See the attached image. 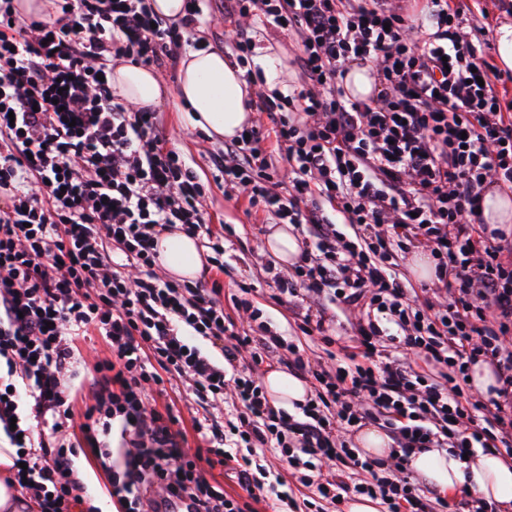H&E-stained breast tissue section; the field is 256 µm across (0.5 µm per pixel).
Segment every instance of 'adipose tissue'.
I'll list each match as a JSON object with an SVG mask.
<instances>
[{
  "mask_svg": "<svg viewBox=\"0 0 512 512\" xmlns=\"http://www.w3.org/2000/svg\"><path fill=\"white\" fill-rule=\"evenodd\" d=\"M112 87L143 106L155 104L165 92L153 71L121 63L112 69ZM176 95L187 104L191 123L211 137L236 138L253 121L249 106L253 88L222 52H189L180 64ZM158 251L165 269L178 277H195L205 262L195 239L176 231L160 236ZM263 385L276 405L290 410L305 402L309 393L302 379L281 369L268 372ZM409 467L440 490L470 489L502 506L512 505V460L483 453L461 460L430 448L411 455Z\"/></svg>",
  "mask_w": 512,
  "mask_h": 512,
  "instance_id": "1",
  "label": "adipose tissue"
}]
</instances>
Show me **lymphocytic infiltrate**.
<instances>
[{
  "label": "lymphocytic infiltrate",
  "mask_w": 512,
  "mask_h": 512,
  "mask_svg": "<svg viewBox=\"0 0 512 512\" xmlns=\"http://www.w3.org/2000/svg\"><path fill=\"white\" fill-rule=\"evenodd\" d=\"M206 2L186 0L169 24L149 0H60L53 18L21 17L13 0H0V431L15 449V478L39 512H72L84 490L72 454L85 445L127 512L178 502L188 512H243L208 479L216 463L254 502L293 512L287 480L260 464L271 452L302 463V487L331 512L349 492L381 498L387 512H448L437 490L404 477L415 450L512 456V242L482 218L487 183L512 190V84L469 37L459 0H425L417 15L400 0H224L225 28L251 17L299 38L305 85L258 101L270 134L251 130L209 161L250 207L308 226L291 271L271 277L279 297L304 290L323 299L305 323L323 329L340 306L363 313L357 354L316 369L287 337L236 332L219 288L155 271L162 233L202 240L219 271L224 236L156 112L113 90L110 63L162 67L189 29L220 40ZM352 62L373 64L375 97L346 94ZM268 136L288 164L282 192L261 146ZM328 203L354 236L337 230ZM414 244L430 249L433 292L449 302L419 300L399 279L389 257ZM91 330L111 356L96 364L98 385L78 433L67 435L76 341ZM390 343L446 373L427 378L387 354ZM245 348L250 367L228 374ZM283 351L288 370L312 384L298 417L276 408L261 382V366ZM479 362L497 385L486 402L462 403ZM176 379L204 409L187 424L154 406ZM228 393L233 417L222 422L210 408ZM366 420L386 424L395 473L343 440ZM115 431L118 449L106 443ZM368 470L373 481L354 482Z\"/></svg>",
  "instance_id": "1"
}]
</instances>
